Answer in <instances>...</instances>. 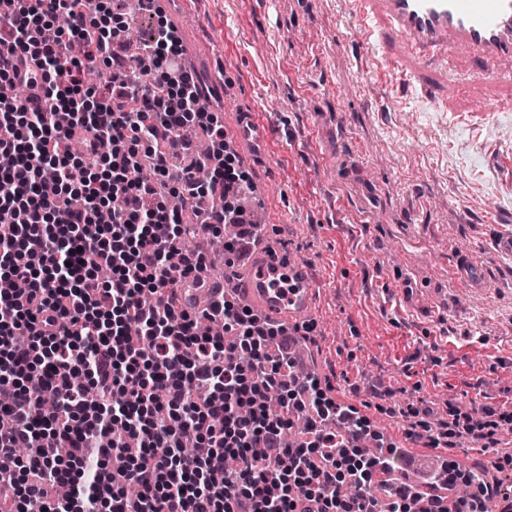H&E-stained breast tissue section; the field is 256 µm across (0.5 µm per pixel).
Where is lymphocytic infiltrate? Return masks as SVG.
<instances>
[{
	"instance_id": "obj_1",
	"label": "lymphocytic infiltrate",
	"mask_w": 512,
	"mask_h": 512,
	"mask_svg": "<svg viewBox=\"0 0 512 512\" xmlns=\"http://www.w3.org/2000/svg\"><path fill=\"white\" fill-rule=\"evenodd\" d=\"M0 7V82L22 90L0 100V154L14 159L0 170V512H512V485L453 456L462 439L496 448L511 414L452 406L434 426L407 407L406 437L424 432L442 449L454 494L398 479L381 500L376 476L395 469L398 446L362 447L370 420L297 374L281 326L226 299L199 315L177 307L169 265L188 276L209 260L184 247L170 198L197 200L206 234L238 226L226 263L259 229L239 205L248 177L224 127L178 65L173 27L157 24L135 67L117 44L126 24L102 0ZM98 65L104 87L86 85ZM199 118L215 160L204 182L179 139ZM146 165L153 181L138 176ZM203 318L222 320L223 335H200ZM189 441L206 456H184ZM228 456L236 469L211 483Z\"/></svg>"
}]
</instances>
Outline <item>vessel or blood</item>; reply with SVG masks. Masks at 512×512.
I'll return each mask as SVG.
<instances>
[{"label": "vessel or blood", "instance_id": "b4317fda", "mask_svg": "<svg viewBox=\"0 0 512 512\" xmlns=\"http://www.w3.org/2000/svg\"><path fill=\"white\" fill-rule=\"evenodd\" d=\"M362 48L401 87H420L434 107L451 112H512V0H343ZM232 146L264 151L271 129L259 113L240 111L229 133ZM455 275L476 285L480 266L458 258ZM247 304L263 316L294 325L313 307L315 280L308 265L276 244L247 265ZM211 274L177 282L181 309L223 292Z\"/></svg>", "mask_w": 512, "mask_h": 512}]
</instances>
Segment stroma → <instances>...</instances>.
I'll use <instances>...</instances> for the list:
<instances>
[{"label": "stroma", "instance_id": "obj_1", "mask_svg": "<svg viewBox=\"0 0 512 512\" xmlns=\"http://www.w3.org/2000/svg\"><path fill=\"white\" fill-rule=\"evenodd\" d=\"M160 20L224 126L262 113L263 157H241L268 241L317 283L312 374L387 442L403 408L512 412V112L470 120L369 68L339 0H160ZM484 268L477 293L449 276Z\"/></svg>", "mask_w": 512, "mask_h": 512}]
</instances>
